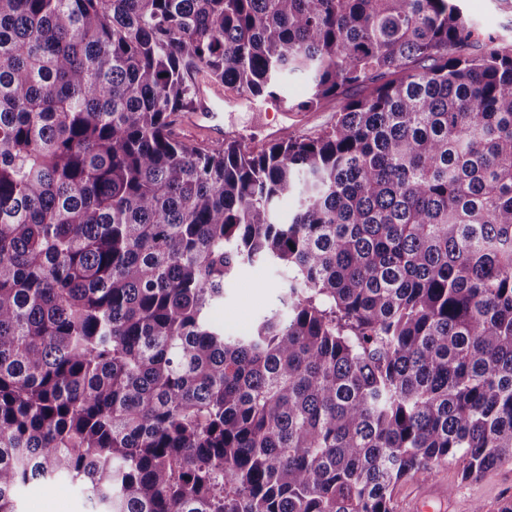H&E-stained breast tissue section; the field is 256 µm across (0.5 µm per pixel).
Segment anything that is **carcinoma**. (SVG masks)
Wrapping results in <instances>:
<instances>
[{
	"label": "carcinoma",
	"instance_id": "cac0c4a2",
	"mask_svg": "<svg viewBox=\"0 0 512 512\" xmlns=\"http://www.w3.org/2000/svg\"><path fill=\"white\" fill-rule=\"evenodd\" d=\"M461 0H0V512H398L512 461V47ZM202 74L317 136L173 132ZM281 308L227 336L242 265ZM334 104L327 103L322 108L313 112H302L301 113V129L310 133L311 135H317L324 129L329 127L334 122ZM87 493L68 480H60L50 492L39 485L23 488L17 499V507L23 512H89Z\"/></svg>",
	"mask_w": 512,
	"mask_h": 512
}]
</instances>
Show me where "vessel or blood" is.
<instances>
[{
	"mask_svg": "<svg viewBox=\"0 0 512 512\" xmlns=\"http://www.w3.org/2000/svg\"><path fill=\"white\" fill-rule=\"evenodd\" d=\"M224 103L222 83L207 77L198 78L195 83V102L191 111L181 113L182 126L201 137L202 141L216 145L234 139L236 132L224 125L219 106Z\"/></svg>",
	"mask_w": 512,
	"mask_h": 512,
	"instance_id": "1",
	"label": "vessel or blood"
}]
</instances>
